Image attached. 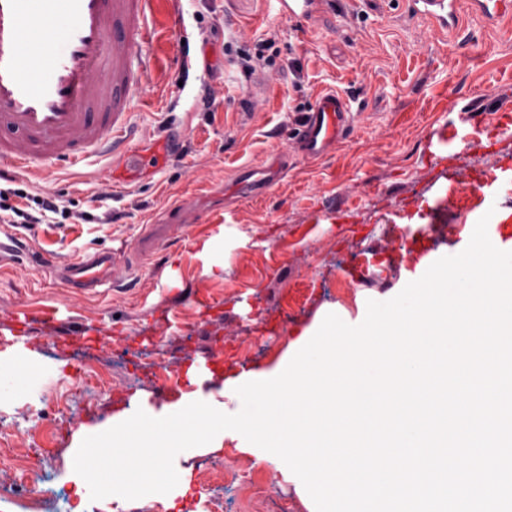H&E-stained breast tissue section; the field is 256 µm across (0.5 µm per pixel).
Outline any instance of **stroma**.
Segmentation results:
<instances>
[{
	"instance_id": "35a3bbf8",
	"label": "stroma",
	"mask_w": 512,
	"mask_h": 512,
	"mask_svg": "<svg viewBox=\"0 0 512 512\" xmlns=\"http://www.w3.org/2000/svg\"><path fill=\"white\" fill-rule=\"evenodd\" d=\"M155 81L132 84V120L140 142L163 129L182 149L154 174L113 185L109 159L81 167L48 165L32 177L46 196L71 201L91 223L5 225L27 252L60 261L112 249L131 251L151 225L173 230L119 286L84 294L65 288L46 267L0 268V363L27 354L36 372L27 389L0 401V512H103L101 501L70 480L80 434L106 427L133 401L153 409L213 394L237 406L224 382L278 364L318 315L335 309L358 325L368 300L387 301L424 272L409 230L426 223L409 199L428 200L440 168L433 142L441 128L465 129L454 181L512 163V21L488 24L461 6L456 33L442 35L407 0H330L322 15L295 21L267 0H180L155 5ZM275 32L267 63L244 76L240 56ZM211 66L216 103L204 112L187 72ZM334 91L350 107L346 140L318 160L296 140L301 115L318 94ZM112 223H100L105 212ZM364 272L356 283L351 272ZM57 305L84 336H46L32 324L24 341L12 313ZM222 338L224 372L197 386L186 370ZM105 388L79 389L92 375ZM236 431L224 449L186 462L191 490L174 505L139 499L118 512H200L205 498L240 512L224 473L247 459ZM28 459L35 478L10 494L7 462Z\"/></svg>"
}]
</instances>
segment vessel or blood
Masks as SVG:
<instances>
[{
    "label": "vessel or blood",
    "instance_id": "vessel-or-blood-1",
    "mask_svg": "<svg viewBox=\"0 0 512 512\" xmlns=\"http://www.w3.org/2000/svg\"><path fill=\"white\" fill-rule=\"evenodd\" d=\"M278 15L311 20L325 0H274ZM153 0H0V164L29 174L46 164L82 166L102 157L121 161L113 182L132 180L151 164V149L134 150L130 86L151 68ZM414 14L440 33L455 31L460 0H408ZM488 21L512 17V0H469ZM347 102L319 95L297 130L302 153L319 158L341 143L350 126ZM473 185L495 212L488 235L512 233V213L498 211L512 177ZM131 270L128 256L111 252L70 260L56 269L65 287L92 290L112 284L115 268ZM65 315L55 307L17 312L13 326L41 324L58 333Z\"/></svg>",
    "mask_w": 512,
    "mask_h": 512
}]
</instances>
